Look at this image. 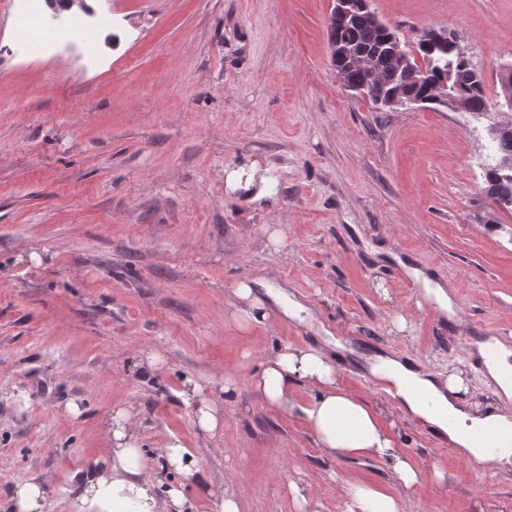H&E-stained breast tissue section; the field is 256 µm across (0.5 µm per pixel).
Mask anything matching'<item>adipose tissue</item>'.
<instances>
[{"label": "adipose tissue", "mask_w": 512, "mask_h": 512, "mask_svg": "<svg viewBox=\"0 0 512 512\" xmlns=\"http://www.w3.org/2000/svg\"><path fill=\"white\" fill-rule=\"evenodd\" d=\"M225 300L234 319L247 328L267 326L275 308L287 318H310L307 307L285 291L273 292L265 300L246 280L234 282ZM339 348V343L327 337L316 345H283L260 363L253 387L269 407L305 423L323 454L335 459L387 461L394 484L413 489L422 473L400 450L392 428L378 410L339 383ZM362 367L366 376L382 384L404 416L419 419L435 436L470 455L487 471L495 473L512 464V447L488 452L475 447L471 439L474 432L490 423L512 431V383H500L496 391L500 404L487 411L462 402L467 387L460 374H447L389 353L367 357ZM298 386L310 390L309 400L295 398ZM422 390L431 394L434 406L421 401L418 393ZM184 397L195 406L197 427L210 437L220 436L224 428L220 406L192 381L187 382ZM103 432L107 443L105 470L85 479L69 504V512H197L183 485L197 473V461L180 439H168L161 452L166 466L181 477L180 482L166 484L144 453L138 423L129 408L113 410L103 422ZM339 499L340 512L402 510L396 494L374 484L340 481Z\"/></svg>", "instance_id": "ef3b65f1"}]
</instances>
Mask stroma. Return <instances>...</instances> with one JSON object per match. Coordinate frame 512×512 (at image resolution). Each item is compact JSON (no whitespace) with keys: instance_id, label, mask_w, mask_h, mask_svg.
I'll return each mask as SVG.
<instances>
[{"instance_id":"35a3bbf8","label":"stroma","mask_w":512,"mask_h":512,"mask_svg":"<svg viewBox=\"0 0 512 512\" xmlns=\"http://www.w3.org/2000/svg\"><path fill=\"white\" fill-rule=\"evenodd\" d=\"M87 4L95 45L25 53L15 2L0 0V512H14L11 487L29 479L46 484L45 512H68L78 476L105 468L100 423L120 406L153 466L169 436L192 451L185 492L200 512H213L206 491L227 476L243 512H296L292 480L311 487L305 512H339L341 478L390 484L387 462L324 456L302 421L260 398L264 357L317 335L284 317L239 329L224 303L237 280L292 291L342 343L363 336L461 372L467 400L495 402L467 348L512 340V209L485 178L488 129L512 112L353 95L329 62L334 0ZM370 8L407 43L448 30L496 100L512 0ZM248 159L271 176L273 203L226 189L225 169ZM400 263L447 289L449 328L420 284L392 275ZM147 355L161 367L133 370ZM189 379L223 405L220 439L195 425ZM339 379L395 421L425 474L399 490L403 512H512V469L484 473L372 382ZM70 401L80 417L63 415Z\"/></svg>"}]
</instances>
